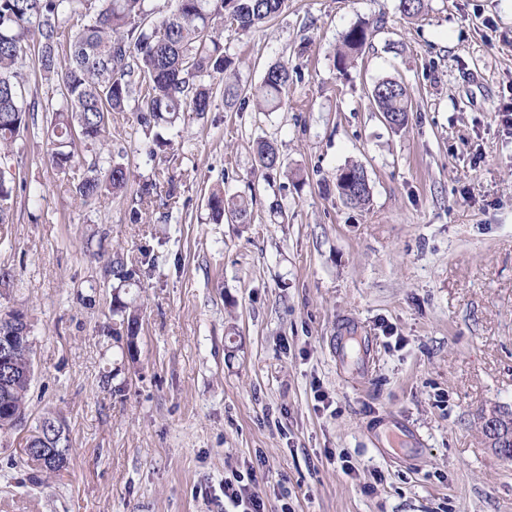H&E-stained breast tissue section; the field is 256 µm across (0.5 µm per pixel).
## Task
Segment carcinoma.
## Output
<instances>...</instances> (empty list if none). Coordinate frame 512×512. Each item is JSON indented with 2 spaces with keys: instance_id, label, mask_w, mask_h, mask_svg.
I'll use <instances>...</instances> for the list:
<instances>
[{
  "instance_id": "1",
  "label": "carcinoma",
  "mask_w": 512,
  "mask_h": 512,
  "mask_svg": "<svg viewBox=\"0 0 512 512\" xmlns=\"http://www.w3.org/2000/svg\"><path fill=\"white\" fill-rule=\"evenodd\" d=\"M163 11L152 0H0V161L12 156L20 133L36 127L37 114L45 113L50 148L48 162L64 172L85 161L83 150H95L75 192L88 201L105 195L132 192L135 207L130 221L141 220L140 206L159 202L168 209L173 191H162L160 174L145 180L135 177L128 165L112 157V113L135 112L138 125L150 139L149 156L173 146L165 136L185 113L199 117L211 110L217 96L231 106L255 98L261 112H277L288 106V89L294 70L288 62L268 65L260 84L247 92L230 80L234 57L223 43L224 23L249 32L272 20L284 0H173ZM73 31L63 35L61 23ZM358 24L342 36L334 64L347 68L352 55L361 51L370 37L383 28ZM34 53L33 73L18 66L19 59ZM52 87L56 99L27 96L30 81ZM370 97L377 111L400 116L394 129L403 128L411 112L407 87L396 79L375 83ZM255 163L262 170L280 166L277 145L260 140ZM365 169L347 164L336 175L339 198L347 205L363 208L372 192L364 180ZM16 179L0 177V224L12 223L17 204ZM207 207L215 221L225 218L238 224L251 219L250 203L240 195L213 190ZM105 272L118 281L113 297L112 336L120 340L138 333L140 314L134 302L120 291L136 283L138 270L128 269L119 258H107ZM18 309H0V335H32ZM34 368L33 343L16 344L13 365L0 366V408L27 412L31 380L24 373ZM58 417L47 413L34 419L31 447L48 438L47 425ZM54 453L27 456L31 478L58 474L68 467L72 451L69 435L52 441Z\"/></svg>"
}]
</instances>
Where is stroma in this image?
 Returning <instances> with one entry per match:
<instances>
[{
    "label": "stroma",
    "mask_w": 512,
    "mask_h": 512,
    "mask_svg": "<svg viewBox=\"0 0 512 512\" xmlns=\"http://www.w3.org/2000/svg\"><path fill=\"white\" fill-rule=\"evenodd\" d=\"M285 0L248 33L225 26L234 78L296 71L287 109L216 98L149 158L134 113L112 149L136 176L173 175L169 213L130 197L83 202L84 171L59 173L45 134L9 162L35 198L0 227L16 274L0 306L34 325L29 411L62 416L73 448L33 482L25 431L0 435V512H226L224 479L254 474L269 512H512V461L487 447L481 410L512 406V0ZM384 18L355 66L341 35ZM392 77L412 96L393 131L369 102ZM273 140L285 170L257 169ZM362 164L368 206L327 194ZM255 196L248 224L213 223L208 191ZM139 267V352L108 333L112 278L88 239ZM367 336L368 374L340 370L339 336ZM401 419L421 448H379ZM350 472H343L342 463Z\"/></svg>",
    "instance_id": "1"
}]
</instances>
